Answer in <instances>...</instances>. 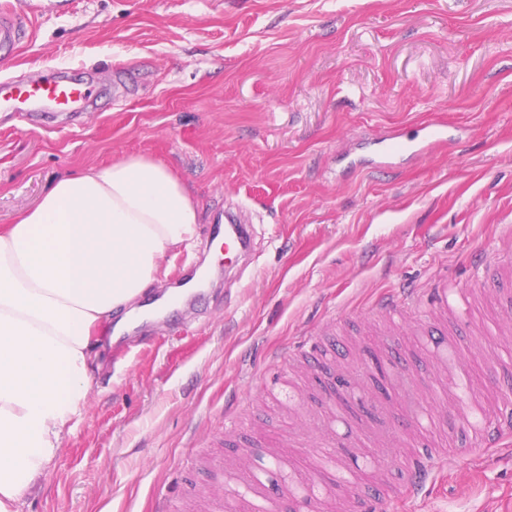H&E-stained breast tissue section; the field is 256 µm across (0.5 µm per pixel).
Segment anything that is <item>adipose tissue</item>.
Segmentation results:
<instances>
[{
	"label": "adipose tissue",
	"instance_id": "obj_1",
	"mask_svg": "<svg viewBox=\"0 0 512 512\" xmlns=\"http://www.w3.org/2000/svg\"><path fill=\"white\" fill-rule=\"evenodd\" d=\"M199 222L166 165L128 155L58 178L0 228V512H17L81 412L94 328L167 275Z\"/></svg>",
	"mask_w": 512,
	"mask_h": 512
}]
</instances>
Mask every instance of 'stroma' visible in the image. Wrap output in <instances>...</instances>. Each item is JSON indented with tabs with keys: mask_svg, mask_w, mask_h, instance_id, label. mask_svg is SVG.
I'll return each instance as SVG.
<instances>
[{
	"mask_svg": "<svg viewBox=\"0 0 512 512\" xmlns=\"http://www.w3.org/2000/svg\"><path fill=\"white\" fill-rule=\"evenodd\" d=\"M35 26L0 77L44 67L93 81L75 120H0V227L59 177L141 154L187 186L206 237L228 204L255 229L251 263L224 277V251L183 250L155 290L200 264L195 306L145 321L148 340L111 355L93 338L88 400L40 489L19 512H234L231 449L285 448L305 464L360 431L312 409L335 387L292 388L282 350L343 316L336 359L356 378L423 390L435 364L466 363L477 389L512 395V360L459 315L450 336L375 334L373 302L397 283L473 287L467 256L512 230V0H0ZM443 122L457 145L390 175L353 171L368 138ZM457 448L418 500L392 512H512V447Z\"/></svg>",
	"mask_w": 512,
	"mask_h": 512,
	"instance_id": "stroma-1",
	"label": "stroma"
}]
</instances>
